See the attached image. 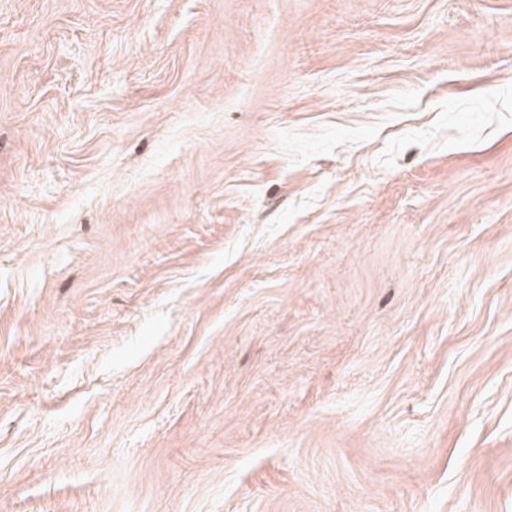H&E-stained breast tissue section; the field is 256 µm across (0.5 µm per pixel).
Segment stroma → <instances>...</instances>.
I'll list each match as a JSON object with an SVG mask.
<instances>
[{
  "mask_svg": "<svg viewBox=\"0 0 512 512\" xmlns=\"http://www.w3.org/2000/svg\"><path fill=\"white\" fill-rule=\"evenodd\" d=\"M0 512H512V0H0Z\"/></svg>",
  "mask_w": 512,
  "mask_h": 512,
  "instance_id": "obj_1",
  "label": "stroma"
}]
</instances>
